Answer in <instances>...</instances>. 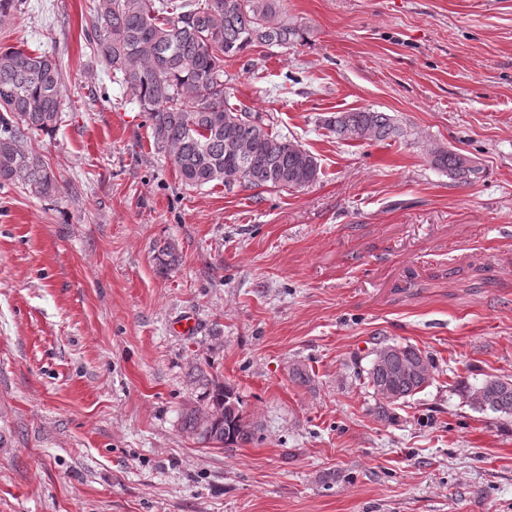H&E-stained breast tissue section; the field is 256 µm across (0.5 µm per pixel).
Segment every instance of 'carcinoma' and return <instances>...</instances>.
<instances>
[{
    "instance_id": "carcinoma-1",
    "label": "carcinoma",
    "mask_w": 512,
    "mask_h": 512,
    "mask_svg": "<svg viewBox=\"0 0 512 512\" xmlns=\"http://www.w3.org/2000/svg\"><path fill=\"white\" fill-rule=\"evenodd\" d=\"M89 42L114 83L129 91L149 121L153 145L168 156L181 182L202 188L231 186L297 189L319 176L318 158L296 140L265 128L250 108L230 104L224 59L254 46L288 48L306 40L307 30L288 21L284 0H95ZM62 122L61 71L46 51L0 49V185L22 187L41 198L58 195L54 174L30 139L53 134ZM328 129L342 141H384L403 136L393 116L372 109L338 112ZM432 166L454 181L470 184L482 168L463 153L436 147ZM431 355L412 345L396 347L397 367ZM366 384L376 413L387 421L392 407L424 390L426 379L398 376L370 363ZM386 387L394 399L379 395ZM481 410L512 416V379L489 377L467 386ZM182 427L223 447L254 440L233 389L211 384L209 410L189 409Z\"/></svg>"
}]
</instances>
